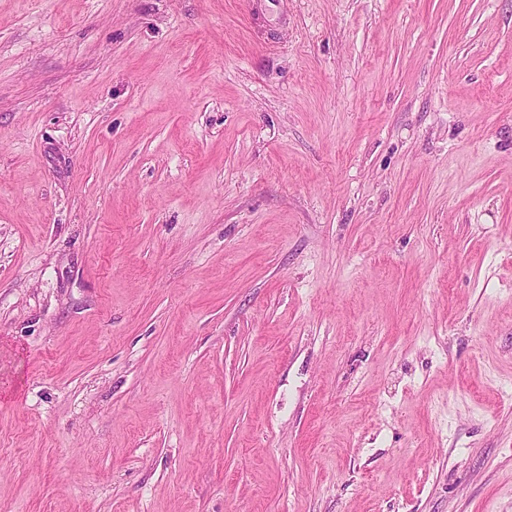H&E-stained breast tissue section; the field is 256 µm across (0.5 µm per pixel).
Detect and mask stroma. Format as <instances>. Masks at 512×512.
<instances>
[{"label": "stroma", "instance_id": "stroma-1", "mask_svg": "<svg viewBox=\"0 0 512 512\" xmlns=\"http://www.w3.org/2000/svg\"><path fill=\"white\" fill-rule=\"evenodd\" d=\"M0 512H512V0H0Z\"/></svg>", "mask_w": 512, "mask_h": 512}]
</instances>
